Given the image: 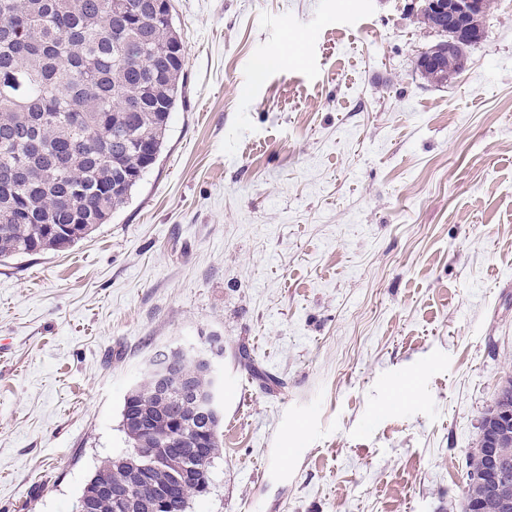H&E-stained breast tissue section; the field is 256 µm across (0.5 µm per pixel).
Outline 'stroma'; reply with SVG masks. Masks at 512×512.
Returning <instances> with one entry per match:
<instances>
[{
  "mask_svg": "<svg viewBox=\"0 0 512 512\" xmlns=\"http://www.w3.org/2000/svg\"><path fill=\"white\" fill-rule=\"evenodd\" d=\"M171 3L156 165L0 262V512H75L149 358L211 336L223 446L187 512H458L512 376V0L445 86L412 0Z\"/></svg>",
  "mask_w": 512,
  "mask_h": 512,
  "instance_id": "obj_1",
  "label": "stroma"
}]
</instances>
